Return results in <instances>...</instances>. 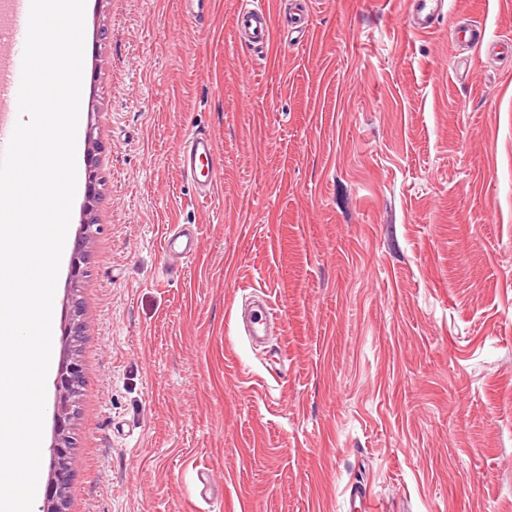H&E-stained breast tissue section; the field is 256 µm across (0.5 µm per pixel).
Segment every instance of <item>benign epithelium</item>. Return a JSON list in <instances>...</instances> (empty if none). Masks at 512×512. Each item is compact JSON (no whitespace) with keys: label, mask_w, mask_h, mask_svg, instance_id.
<instances>
[{"label":"benign epithelium","mask_w":512,"mask_h":512,"mask_svg":"<svg viewBox=\"0 0 512 512\" xmlns=\"http://www.w3.org/2000/svg\"><path fill=\"white\" fill-rule=\"evenodd\" d=\"M89 146V168L87 169L86 205L83 212L79 240L72 252L71 278L77 282L87 273L88 257L93 239L97 234L94 226L97 219L94 208L101 197V173L98 144L93 128L87 129ZM86 321L78 299H72L69 322L61 336V360L53 381L54 386V428L50 446V464L47 489L40 512H60L66 499L68 485L78 458L73 448L71 431L76 413L75 395L83 377V367L78 350L86 333Z\"/></svg>","instance_id":"benign-epithelium-1"}]
</instances>
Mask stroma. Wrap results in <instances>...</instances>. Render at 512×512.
Listing matches in <instances>:
<instances>
[{
	"mask_svg": "<svg viewBox=\"0 0 512 512\" xmlns=\"http://www.w3.org/2000/svg\"><path fill=\"white\" fill-rule=\"evenodd\" d=\"M269 2L261 53L239 0L200 27L86 0L106 181L53 302L52 361L70 296L88 323L68 512H512V52L411 33L406 0ZM453 8L512 39V0ZM260 292L284 332L255 347L233 312ZM215 144L212 137L203 132H195L185 139V145L181 151V163L187 177L200 188L213 189V180L210 166L212 165ZM206 169V172L204 171ZM198 175L205 181L198 179ZM183 228L170 230L165 234L163 250L167 254L189 257L196 250V238L183 232Z\"/></svg>",
	"mask_w": 512,
	"mask_h": 512,
	"instance_id": "35a3bbf8",
	"label": "stroma"
}]
</instances>
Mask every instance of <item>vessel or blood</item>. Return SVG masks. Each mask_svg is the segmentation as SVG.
<instances>
[{
	"label": "vessel or blood",
	"instance_id": "obj_1",
	"mask_svg": "<svg viewBox=\"0 0 512 512\" xmlns=\"http://www.w3.org/2000/svg\"><path fill=\"white\" fill-rule=\"evenodd\" d=\"M407 25L416 33L427 34L434 30L439 19L450 16V0H408ZM30 0H10V10L0 21V38L9 46L7 56L0 58V152L4 151L18 121L17 68L23 59L28 30ZM237 30L245 44L254 49L267 48L272 40L270 16L265 0H240L237 12ZM215 152L212 137L202 132L190 134L181 152L184 172L190 177H203L204 188H212V179L204 178ZM163 250L180 257L191 256L196 250V239L183 230L166 233Z\"/></svg>",
	"mask_w": 512,
	"mask_h": 512
}]
</instances>
